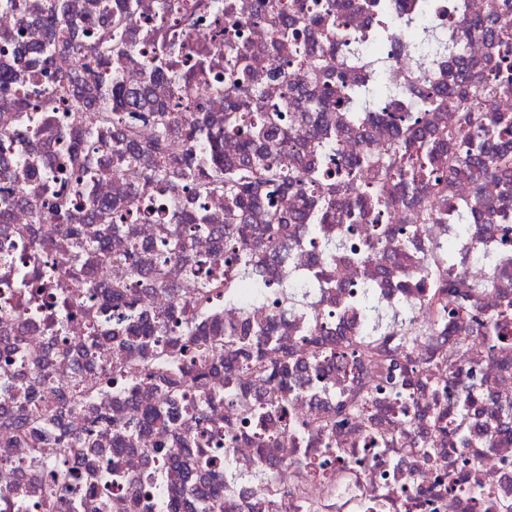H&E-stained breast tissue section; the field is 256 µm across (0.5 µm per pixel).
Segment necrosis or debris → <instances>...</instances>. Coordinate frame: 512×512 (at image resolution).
Listing matches in <instances>:
<instances>
[{
  "instance_id": "4bbe7bcc",
  "label": "necrosis or debris",
  "mask_w": 512,
  "mask_h": 512,
  "mask_svg": "<svg viewBox=\"0 0 512 512\" xmlns=\"http://www.w3.org/2000/svg\"><path fill=\"white\" fill-rule=\"evenodd\" d=\"M45 2L0 0V66L14 76L8 91L0 90V382L15 379L34 391L38 376L49 374L59 429L73 442L90 440L98 454L119 434L130 433L125 461L140 478V500L106 486L98 455H67L83 487L104 499V512H161L169 504L176 512H200L194 490L204 475L193 465L196 424L179 394L141 381L152 361L150 348L132 345L116 327L193 303L198 263H205L208 277L223 280L229 259L224 226L232 217L223 191L199 196L176 182L148 181L154 127H139L143 154L129 159L120 130L102 116V100L116 86L126 92L150 88L155 108L175 117L170 139L177 151L191 145L204 151L211 133L221 135L224 157L236 159L240 140L224 136V100L215 93L226 80L224 57L231 52L260 89L250 111L305 115L306 130L295 135L296 150L288 158L297 175L314 168L332 172L337 156L385 152L395 138L390 115L419 111L431 86L454 85L465 70L476 81L493 73L494 41L459 21L503 18L502 0H376L350 9L330 41L309 20L314 0H72L67 37L51 44L45 39ZM116 16L124 19L123 52L89 54V37L111 38ZM421 25L434 36V50L425 57L411 39ZM303 46L318 51L319 69L296 63ZM158 73L163 81H155ZM182 75L188 87L181 98L172 80ZM338 78L355 88L379 80L389 93L357 118L335 113V153L321 148L322 133L308 106ZM73 96L79 104H70ZM193 102L202 107L203 125L194 137L179 119ZM509 182L512 173L479 179L462 172L447 187L429 186L411 198L394 185L388 207L364 210L353 225L345 204H337L330 233L340 246L327 263L319 244L293 221L312 209L307 194L279 191L248 215V223L258 226L271 211L291 220L281 248L259 257V278L271 287L254 301L216 303L198 328L207 335L216 324L267 322L278 340L269 360L285 351L297 367L284 388L227 372L220 360L210 367L207 425L218 432L210 446L223 512H499L512 504V414L501 413L512 401V341L490 348L477 331L438 318L426 282L428 261L452 234L451 215L478 195L482 216L457 239L458 252L467 258L457 273L485 282L470 299L479 314L512 308ZM63 194L72 200L66 212L57 206ZM180 212L201 216L203 228L190 233L179 258L162 260L176 229L173 216ZM424 212L433 213L434 221H422ZM379 224L405 228L406 234L389 238L381 253L367 254ZM479 249L511 258L479 270L469 260ZM131 251L140 267L135 279L123 260ZM84 264L92 269L87 286L71 287ZM291 279L306 285L294 300L278 290ZM125 283L135 301L114 305L112 288ZM367 288L380 314L372 327L364 324L361 303ZM64 294L72 307L62 311L57 301ZM94 327L109 331L110 338L89 360L84 351ZM315 338L336 353L320 374L311 368ZM354 338L380 348V355L354 363L340 357L344 340ZM121 358L137 364L128 373L133 390L107 386L92 406L69 408L76 374L98 380ZM357 389L371 397L367 412L334 423L342 396ZM466 395L474 398V408L449 415L444 429H437L434 413ZM283 399L284 415L276 409ZM137 407L176 420L133 430L129 422ZM256 407L265 408L263 419L244 421L245 411ZM19 411L12 400H0V512H38L46 477L43 466L14 461L23 443L7 418ZM290 418L317 430L321 446L287 433ZM227 433L232 442L224 441ZM268 434L277 435V444L260 446L259 437ZM155 448L180 450V468L162 467L151 455Z\"/></svg>"
}]
</instances>
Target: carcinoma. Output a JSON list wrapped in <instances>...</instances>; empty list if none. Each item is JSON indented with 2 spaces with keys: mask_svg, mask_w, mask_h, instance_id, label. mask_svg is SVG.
<instances>
[{
  "mask_svg": "<svg viewBox=\"0 0 512 512\" xmlns=\"http://www.w3.org/2000/svg\"><path fill=\"white\" fill-rule=\"evenodd\" d=\"M348 7L346 0H334L327 5L324 13L313 15L310 20L326 31H332L342 23L343 10ZM512 20H504L502 39L499 41L501 56L498 68L491 74L482 92L470 89L468 81L451 87L433 86L424 97L423 111L404 117L401 127L397 128L398 141L391 144L381 156L367 154L362 158L348 162L343 175L332 180L321 170H312L306 178L299 179L289 169L284 160V152L289 145L275 147L274 142L280 134V112H248V100L256 94V88L243 76L218 89L224 96V102L230 111L224 113V135L248 133L242 143L243 154L237 161L214 159L207 163L208 156L191 149L177 159L173 158L174 148L167 138L172 116L155 109L148 97V91L135 95L124 94L115 89L112 97L102 102L105 119L121 124L127 131L126 150L130 157H139L140 148L135 138V128L140 122H150L158 134L150 147L154 157V166L150 171V180L159 182L174 175L182 182L206 193L213 188L224 190L228 207L239 213H246L261 203L271 191L287 190L297 187L315 198L319 209L299 218L307 224L308 235L320 241L325 256L336 250L337 241L328 233L327 223L333 208L336 207V195L341 194L349 207L350 219H356L361 209L373 207L382 209L387 205V187L393 182L403 185L410 191L421 187H442L462 168L477 169V174L507 173L512 170V118L487 111L484 105L486 94L503 89H512V37L509 26ZM46 26L49 40L64 37L70 26L68 0H57L49 4L46 11ZM384 94L382 85L368 89H358L351 95L337 98L336 105L344 103L376 105ZM458 112L457 125L447 133L434 134L427 128L425 112L443 104ZM329 103L317 99L312 108L318 111L317 121L323 128L325 142L336 145L335 129L332 118L325 109ZM373 166L379 173V179L373 184H361L356 179L355 170L363 166ZM483 209L482 199L475 195L459 210L458 227L451 241L442 248L448 253L447 259L436 260L430 271V287L437 295L438 310L447 307V298L464 294L478 288L459 276L453 269L460 264L455 239L466 232V226L480 220ZM282 219L271 217L260 236H255L250 224H231L228 227V251L230 258L224 275V284L220 285L199 275L198 297L194 304L183 308L178 316L160 312L150 321H138L131 325L130 331L137 337L152 340L154 355L158 358V368L163 370L162 388L166 391L180 390L191 394L186 410L198 419L211 405L209 397L200 394L204 388V378L208 367L217 357H224L225 367L232 371L247 368L252 371L260 384L276 382L284 384L288 379V358L274 367L266 363L269 350L274 348L275 340L265 329L254 338H247L237 331L222 326H213L212 335L197 334L196 323L212 302L219 296L226 300H240L233 294L238 282L251 279L256 272L258 255L263 249L275 250L281 243ZM452 319L457 323L474 326L484 336H502L506 330L507 316L480 318L467 307L459 304L451 311ZM178 329V335H167L168 328ZM46 392L40 396L27 395L22 400L30 405V412L14 422L15 428L22 434H36L47 429L56 414L53 387L47 377H42ZM95 397V390L89 381L75 378L69 390V403L78 410ZM368 398L355 393L337 409V416L362 412ZM168 422L166 416L152 409H137L132 426H145L157 421ZM126 440L119 437L112 445V466L105 468L107 480L118 483L135 484L137 478L124 475L118 469L117 461L124 456ZM63 448H44L42 443L34 442L17 461H34L45 466L47 480L44 486L40 507L52 509L59 503L67 504L69 512H79L83 508H103V502L94 503L90 498L94 493H85L80 486L81 477L64 456Z\"/></svg>",
  "mask_w": 512,
  "mask_h": 512,
  "instance_id": "carcinoma-1",
  "label": "carcinoma"
}]
</instances>
